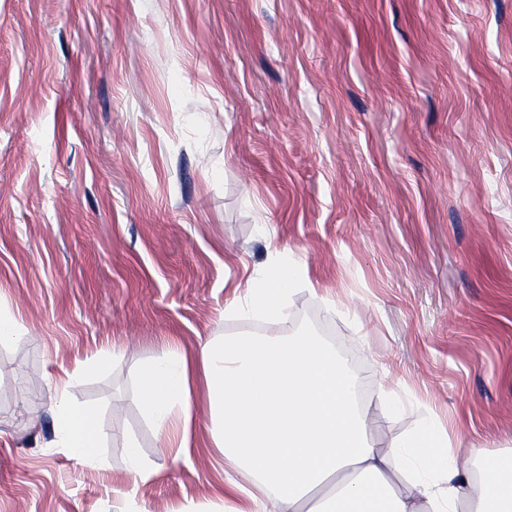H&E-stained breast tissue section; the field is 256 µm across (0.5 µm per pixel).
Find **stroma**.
I'll use <instances>...</instances> for the list:
<instances>
[{
    "label": "stroma",
    "instance_id": "35a3bbf8",
    "mask_svg": "<svg viewBox=\"0 0 512 512\" xmlns=\"http://www.w3.org/2000/svg\"><path fill=\"white\" fill-rule=\"evenodd\" d=\"M283 254L288 322L225 316ZM0 297V512H219L138 373L230 336L328 328L374 447L512 455V0H0ZM52 413L55 447L68 448L78 463L93 464L103 438L94 414L73 406L63 398L55 403Z\"/></svg>",
    "mask_w": 512,
    "mask_h": 512
}]
</instances>
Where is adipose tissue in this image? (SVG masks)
Wrapping results in <instances>:
<instances>
[{"mask_svg":"<svg viewBox=\"0 0 512 512\" xmlns=\"http://www.w3.org/2000/svg\"><path fill=\"white\" fill-rule=\"evenodd\" d=\"M307 267L280 258L224 308L282 322ZM356 381L319 337L234 336L140 370V399L156 432L188 453L195 395L212 416L223 461L224 512H512V461L483 456L471 475L435 429L416 427L394 448L367 439ZM56 447L94 463L103 432L67 400L52 408Z\"/></svg>","mask_w":512,"mask_h":512,"instance_id":"adipose-tissue-1","label":"adipose tissue"}]
</instances>
